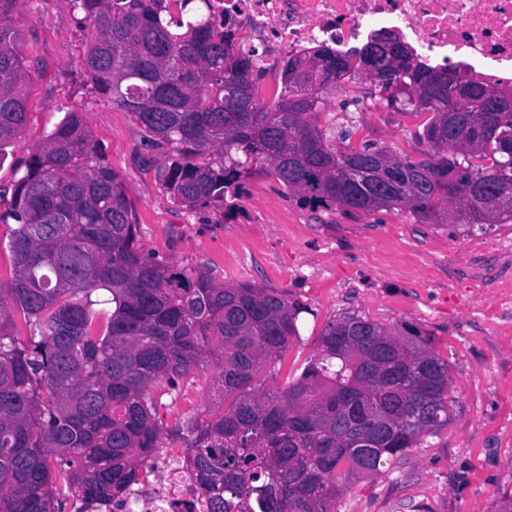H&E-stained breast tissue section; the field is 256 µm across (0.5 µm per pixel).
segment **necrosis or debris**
Listing matches in <instances>:
<instances>
[{
    "mask_svg": "<svg viewBox=\"0 0 512 512\" xmlns=\"http://www.w3.org/2000/svg\"><path fill=\"white\" fill-rule=\"evenodd\" d=\"M215 19L233 22L237 50L281 81L288 56L330 43L348 52L377 30L398 31L433 68L458 67L474 80L512 84V0H210ZM110 512H210L198 476L168 464L159 485L131 490Z\"/></svg>",
    "mask_w": 512,
    "mask_h": 512,
    "instance_id": "1",
    "label": "necrosis or debris"
}]
</instances>
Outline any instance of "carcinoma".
Returning <instances> with one entry per match:
<instances>
[{"label":"carcinoma","instance_id":"obj_1","mask_svg":"<svg viewBox=\"0 0 512 512\" xmlns=\"http://www.w3.org/2000/svg\"><path fill=\"white\" fill-rule=\"evenodd\" d=\"M20 0H0V159L28 119L31 66L9 25ZM90 41L93 89L131 113L167 149L162 189L193 210L224 199L263 167L302 204L372 213L403 208L419 222L471 233L512 221V102L455 68H431L379 34L355 52L323 44L288 58L283 84L257 96L262 70L234 49L231 28L204 0H71ZM374 56L389 73L370 96L411 119L422 160L368 142L338 147L321 126L323 95ZM469 87L457 96L451 86ZM399 168L389 192L377 185ZM0 289V512H62L59 497L104 504L146 480L169 435L158 420L169 389L207 359L218 400L187 431L184 459L213 512H335L350 478L373 476L448 425V361L409 329L355 313L323 328L320 351L279 389L282 362L306 307L285 291L224 284L197 267L143 251L123 179L70 111L35 147L16 182ZM109 295L112 313L93 295ZM29 335L21 340L14 312ZM373 405L377 414L357 419Z\"/></svg>","mask_w":512,"mask_h":512}]
</instances>
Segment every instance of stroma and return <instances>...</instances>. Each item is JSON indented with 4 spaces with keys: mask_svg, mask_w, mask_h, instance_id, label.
Wrapping results in <instances>:
<instances>
[{
    "mask_svg": "<svg viewBox=\"0 0 512 512\" xmlns=\"http://www.w3.org/2000/svg\"><path fill=\"white\" fill-rule=\"evenodd\" d=\"M70 0H21L11 21L32 69L29 120L0 160V211L42 139L77 111L108 165L127 187L146 251L216 280L287 292L307 305L285 370L301 373L334 317L355 313L388 328L412 326L446 359L455 398L447 427L425 436L379 475L350 484L336 512H500L512 497V223L471 233L415 221L394 209L345 214L290 199L259 170L239 194L189 211L160 187L166 157L150 147L124 110L97 95L82 65L87 35ZM325 96L337 122H354L356 141L421 158L414 123L384 104L349 114L351 88ZM211 367L162 398L168 425L203 416L213 398Z\"/></svg>",
    "mask_w": 512,
    "mask_h": 512,
    "instance_id": "obj_1",
    "label": "stroma"
}]
</instances>
